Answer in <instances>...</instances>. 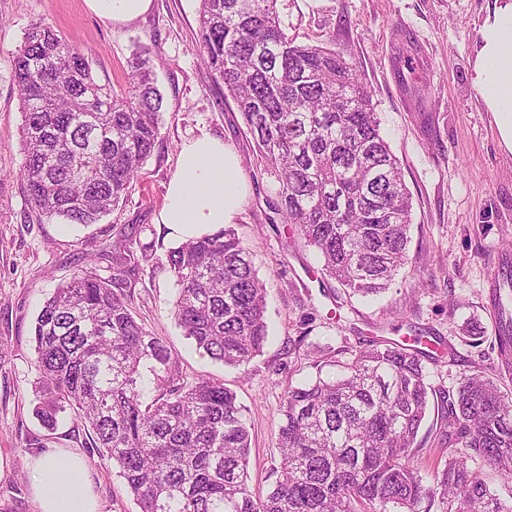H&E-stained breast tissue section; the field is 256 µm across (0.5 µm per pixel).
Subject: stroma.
I'll use <instances>...</instances> for the list:
<instances>
[{
    "instance_id": "obj_1",
    "label": "stroma",
    "mask_w": 512,
    "mask_h": 512,
    "mask_svg": "<svg viewBox=\"0 0 512 512\" xmlns=\"http://www.w3.org/2000/svg\"><path fill=\"white\" fill-rule=\"evenodd\" d=\"M496 6L277 2L289 39L335 49L356 65L412 196L408 261L384 294L362 299L317 276L316 251L273 210L275 179L257 167L252 135L199 52V0H152L126 24L98 18L85 0H0V512H37L28 457L59 448L85 455L98 512H139L111 460L88 455L84 432L68 421L46 431L34 412L36 316L81 267L111 277L119 232L155 244L130 290L137 321L166 342L183 376L222 380L247 409L254 493L272 485L284 392L314 376V360H345L367 340H396L416 329L458 354L455 364L429 365L432 385L454 390L473 371L496 374L497 324L487 296L503 261H512V153L472 82L482 24ZM36 21L74 41L114 86L124 84L137 47L150 46L163 95L160 135L125 202L84 228L36 216L19 177L23 114L14 60ZM202 135L223 139L240 160L244 202L233 227L267 290L269 341L240 368L199 353L177 325V288L166 269L173 240L155 221L183 142Z\"/></svg>"
}]
</instances>
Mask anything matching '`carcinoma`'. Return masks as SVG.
I'll use <instances>...</instances> for the list:
<instances>
[{
  "label": "carcinoma",
  "instance_id": "cac0c4a2",
  "mask_svg": "<svg viewBox=\"0 0 512 512\" xmlns=\"http://www.w3.org/2000/svg\"><path fill=\"white\" fill-rule=\"evenodd\" d=\"M278 0H200L198 42L279 184L274 210L322 258V274L364 297L407 263L412 198L380 132L357 67L336 51L297 44ZM22 101L20 170L38 215L97 223L124 201L160 130L163 96L140 47L117 91L73 42L31 24L14 63ZM155 243L119 232L112 278L88 268L40 309L33 341L35 413L52 429L71 411L88 452L106 456L139 512H512L476 461L512 483V273L491 307L501 371L456 390L432 385L424 364L457 361L416 333L370 340L346 361L317 360L316 376L287 389L276 438V479L250 489L246 410L224 383L182 379L164 340L130 310ZM173 314L196 350L227 366L250 363L268 341L266 289L231 225L170 247ZM444 459L414 464L425 419Z\"/></svg>",
  "mask_w": 512,
  "mask_h": 512
}]
</instances>
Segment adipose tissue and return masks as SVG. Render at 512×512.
<instances>
[{"label": "adipose tissue", "instance_id": "1", "mask_svg": "<svg viewBox=\"0 0 512 512\" xmlns=\"http://www.w3.org/2000/svg\"><path fill=\"white\" fill-rule=\"evenodd\" d=\"M473 83L512 153V0H499L483 23ZM242 203L237 155L223 141L201 136L182 145L158 221L182 241L233 223ZM30 468L39 512H97L84 458L47 452L34 457Z\"/></svg>", "mask_w": 512, "mask_h": 512}]
</instances>
